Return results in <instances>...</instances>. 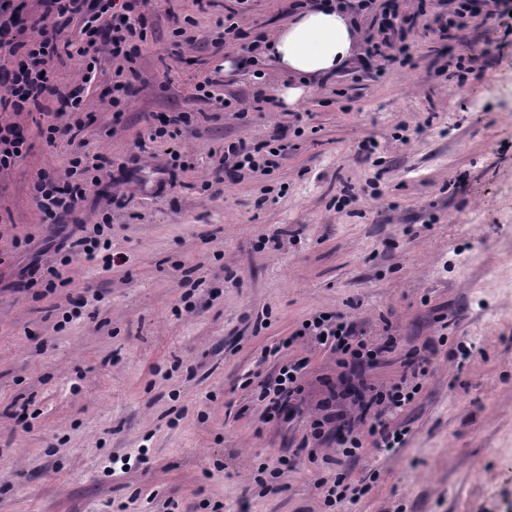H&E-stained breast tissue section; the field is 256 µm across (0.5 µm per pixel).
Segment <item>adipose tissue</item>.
<instances>
[{
	"mask_svg": "<svg viewBox=\"0 0 512 512\" xmlns=\"http://www.w3.org/2000/svg\"><path fill=\"white\" fill-rule=\"evenodd\" d=\"M357 30L341 7L320 6L297 13L268 44V53L292 80L280 90L288 104L306 93L308 79L335 74L354 57Z\"/></svg>",
	"mask_w": 512,
	"mask_h": 512,
	"instance_id": "obj_1",
	"label": "adipose tissue"
}]
</instances>
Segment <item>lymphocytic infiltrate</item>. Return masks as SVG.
I'll use <instances>...</instances> for the list:
<instances>
[{"mask_svg":"<svg viewBox=\"0 0 512 512\" xmlns=\"http://www.w3.org/2000/svg\"><path fill=\"white\" fill-rule=\"evenodd\" d=\"M41 13L31 25L30 40L19 41L13 36L20 24V7L11 0H0V51L12 57L11 67L0 69V85L8 90L0 98V108L15 112H39L47 122L40 133L47 145L58 142L75 143L83 130L85 95L83 88L75 87L59 92L54 81L52 62L64 51H77L87 55L96 49L99 40H106L113 58L120 64L112 76V106L122 110L133 88L137 75L135 63L141 55V46L147 39L148 0H121L113 7L107 26L100 27L86 17L87 0H37ZM376 0H348L347 6L355 13H373L377 26L376 36L366 40V54L377 64V74H385L387 65H410L414 49L404 36L405 25L414 24L423 15H431L433 31L442 40L459 38L475 14L473 0H438L440 12L427 11V0H416L413 9L401 8L402 0H385L383 7H376ZM81 21L80 36L66 38V30L74 21ZM56 97L59 106L48 111L45 102ZM286 130H277L269 140L252 143L246 140L225 145L213 165L216 180H223L225 172L241 171L254 176H267L279 168L288 151ZM105 165L102 157H91L73 152L65 176L56 171L38 172L32 185L33 198L39 210L51 221L73 214L86 198L90 186L99 184ZM305 334L331 341L339 356L338 363L350 371H357L363 364L374 361L383 354L393 353L392 341L377 345L358 334L344 317L325 313L314 315L302 325ZM432 361L429 357L403 361L400 385L382 391L358 383L344 387L338 397L324 403L325 420L346 428L348 435L341 444V453L355 457L365 445L387 450L396 447L405 429L392 426L390 415L405 408L420 390L419 381L426 377ZM304 362L283 363L277 375L260 385L259 400L265 401L266 412L286 408L293 397L302 391ZM355 399L359 415L350 417L338 412L337 399Z\"/></svg>","mask_w":512,"mask_h":512,"instance_id":"f902f5d3","label":"lymphocytic infiltrate"}]
</instances>
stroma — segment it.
Masks as SVG:
<instances>
[{
    "label": "stroma",
    "mask_w": 512,
    "mask_h": 512,
    "mask_svg": "<svg viewBox=\"0 0 512 512\" xmlns=\"http://www.w3.org/2000/svg\"><path fill=\"white\" fill-rule=\"evenodd\" d=\"M231 0H150V27L122 116L112 109V56L62 57L60 89L85 83L76 149L104 157L101 183L63 222L102 226L110 250L62 265L54 227L32 200L38 170L64 171L74 147L48 146L32 112L30 153L0 170V512H512V34L479 13L459 40L428 18L407 30L411 66L372 79L353 65L311 82L294 106L252 108L254 68L266 94L288 76L268 57L214 53ZM288 0H255L241 19L271 36ZM192 16L194 45L174 47L170 13ZM469 57V73L452 58ZM214 94L246 117L192 96ZM195 118L142 152L155 115ZM300 128L271 175L209 191L212 152ZM181 155L170 165V152ZM355 199L336 205L344 190ZM123 265L107 267L108 251ZM58 267L54 292L29 287ZM341 314L393 353L365 366L369 384H398L404 358L443 338L429 375L395 421L390 452L337 454L314 440L322 402L344 378L330 345L300 335L318 313ZM293 343L271 356L285 338ZM307 363L286 416L265 421L250 374ZM280 468L277 490L258 468ZM341 473L366 493L327 504L318 478ZM212 84V80L208 77L196 83L193 87V97L199 101H203L206 103H212V100H214L216 104H219L221 107H224V109H230L233 107L235 109L234 112H238L240 116L245 115L246 112L242 111L243 109H236V106H234V103L232 102L231 99L215 98L212 94V91L210 90Z\"/></svg>",
    "instance_id": "35a3bbf8"
}]
</instances>
